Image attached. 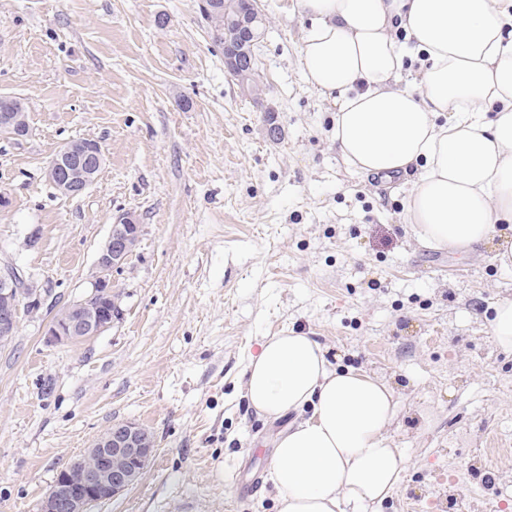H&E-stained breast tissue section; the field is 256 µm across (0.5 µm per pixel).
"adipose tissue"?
Returning a JSON list of instances; mask_svg holds the SVG:
<instances>
[{"label": "adipose tissue", "mask_w": 512, "mask_h": 512, "mask_svg": "<svg viewBox=\"0 0 512 512\" xmlns=\"http://www.w3.org/2000/svg\"><path fill=\"white\" fill-rule=\"evenodd\" d=\"M310 18L305 76L335 98L332 131L357 172L414 173L404 222L422 245L469 252L494 231L512 269V0H296ZM420 63L403 85L406 59ZM249 405L288 426L270 479L278 512H366L399 484L386 444L390 384L331 368L307 334L282 331L249 356Z\"/></svg>", "instance_id": "ef3b65f1"}]
</instances>
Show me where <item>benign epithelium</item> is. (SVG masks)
Returning <instances> with one entry per match:
<instances>
[{
	"label": "benign epithelium",
	"instance_id": "obj_1",
	"mask_svg": "<svg viewBox=\"0 0 512 512\" xmlns=\"http://www.w3.org/2000/svg\"><path fill=\"white\" fill-rule=\"evenodd\" d=\"M256 18L238 14L228 19L242 40L224 47V66L233 73H246L254 56ZM29 134L25 117L16 112H0V135L22 141ZM104 163L98 142L89 139L66 144L52 158L49 182L62 194L77 196L97 179ZM140 237V225L131 214L111 225L109 235L97 257L98 274L91 290L81 299L62 308L53 319L47 335L52 343L88 340L110 328L118 304L112 286V271L121 268L133 253ZM36 310L40 305L38 289L28 285L17 269L0 266V342L14 336L22 305ZM151 433L130 422H115L87 448L79 467L58 475L41 503V512H88L96 503L109 500L132 486L142 475L153 455Z\"/></svg>",
	"mask_w": 512,
	"mask_h": 512
}]
</instances>
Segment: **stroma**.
Masks as SVG:
<instances>
[{"mask_svg": "<svg viewBox=\"0 0 512 512\" xmlns=\"http://www.w3.org/2000/svg\"><path fill=\"white\" fill-rule=\"evenodd\" d=\"M256 4L255 100L198 0H0V95L30 125L0 137V262L43 296L0 347V512H39L115 421L144 426L155 451L90 512H277L269 472L289 421L250 409L243 371L284 330L394 389L387 443L404 466L369 512H512V353L490 336L512 271L488 246L416 244L400 223L411 176L357 173L331 140L334 108L305 78L309 19L294 0ZM78 139L105 161L68 197L45 171ZM123 213L141 232L112 274L120 318L49 342Z\"/></svg>", "mask_w": 512, "mask_h": 512, "instance_id": "obj_1", "label": "stroma"}]
</instances>
